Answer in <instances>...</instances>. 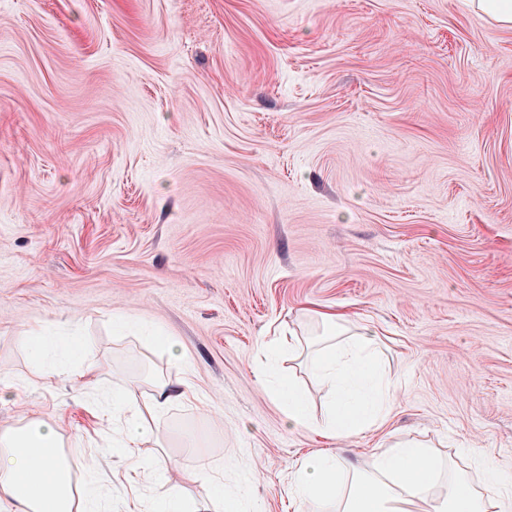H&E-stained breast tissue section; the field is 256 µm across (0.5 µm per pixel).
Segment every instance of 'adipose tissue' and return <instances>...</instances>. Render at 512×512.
<instances>
[{"instance_id": "ef3b65f1", "label": "adipose tissue", "mask_w": 512, "mask_h": 512, "mask_svg": "<svg viewBox=\"0 0 512 512\" xmlns=\"http://www.w3.org/2000/svg\"><path fill=\"white\" fill-rule=\"evenodd\" d=\"M316 317L314 338L289 344L276 340L256 356L280 412L290 426L331 438L382 431L393 388L378 366L382 351L376 330H351L340 313L320 311ZM283 354L292 361L308 358L312 376L331 387L333 401L324 420L312 417L305 392L290 377L271 375L270 360ZM186 397L184 385L163 377L141 399L114 393L109 404L121 429L112 439L113 453L133 471H160V461L137 452L151 435L144 419L163 415ZM96 474L95 467H87L82 485H73L63 436L52 421L20 420L0 427V505L8 512H107L112 496L92 491ZM185 476L226 512H241L240 491L216 483L209 461L195 459ZM441 479L445 491L434 494ZM295 485L298 512H512V497L495 473L474 486L464 470L444 468L431 444L416 440L383 443L365 470L334 454L308 456L296 470Z\"/></svg>"}]
</instances>
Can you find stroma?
<instances>
[{"mask_svg":"<svg viewBox=\"0 0 512 512\" xmlns=\"http://www.w3.org/2000/svg\"><path fill=\"white\" fill-rule=\"evenodd\" d=\"M311 305L382 330L397 437L512 486V29L472 0H0V425L53 419L74 482L96 462L147 512L104 394L186 377L141 454L296 512L305 457L379 440L290 427L259 379ZM34 331L94 373L38 377Z\"/></svg>","mask_w":512,"mask_h":512,"instance_id":"35a3bbf8","label":"stroma"}]
</instances>
